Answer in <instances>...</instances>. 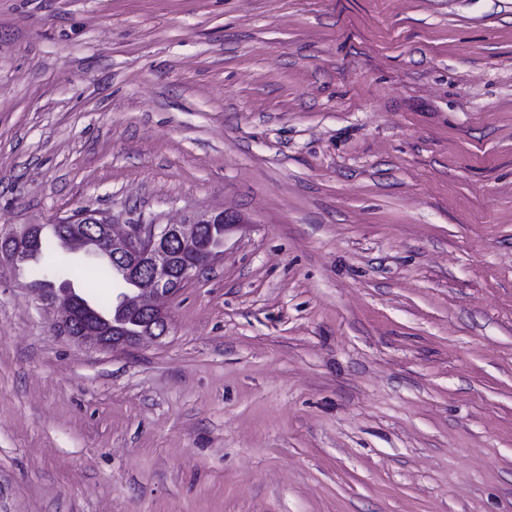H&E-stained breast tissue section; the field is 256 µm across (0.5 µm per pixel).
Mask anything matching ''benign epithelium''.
<instances>
[{"mask_svg":"<svg viewBox=\"0 0 512 512\" xmlns=\"http://www.w3.org/2000/svg\"><path fill=\"white\" fill-rule=\"evenodd\" d=\"M75 220L96 224V231L72 228L65 234V246L81 250L95 258L106 256L117 270L127 276L141 267L149 269L150 278L137 288H125L113 299L122 309L136 311L149 320L168 326V314L150 303L153 298H175L186 283L224 256V238L202 240L205 226L222 224L228 229L243 223L242 217L229 210L199 213L190 224H130L118 234L111 218L87 210L77 212ZM40 224H21L0 229V269L14 272L32 261L34 237ZM27 290L46 309L60 314L59 329L78 343H92L101 348L117 349L131 346L152 332H142L131 339L114 338L96 319L81 313L70 282L58 275H48L40 283L22 281Z\"/></svg>","mask_w":512,"mask_h":512,"instance_id":"obj_1","label":"benign epithelium"}]
</instances>
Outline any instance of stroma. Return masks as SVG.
Listing matches in <instances>:
<instances>
[{
    "instance_id": "35a3bbf8",
    "label": "stroma",
    "mask_w": 512,
    "mask_h": 512,
    "mask_svg": "<svg viewBox=\"0 0 512 512\" xmlns=\"http://www.w3.org/2000/svg\"><path fill=\"white\" fill-rule=\"evenodd\" d=\"M243 222L117 350L0 272V512H512V0H0V227Z\"/></svg>"
}]
</instances>
